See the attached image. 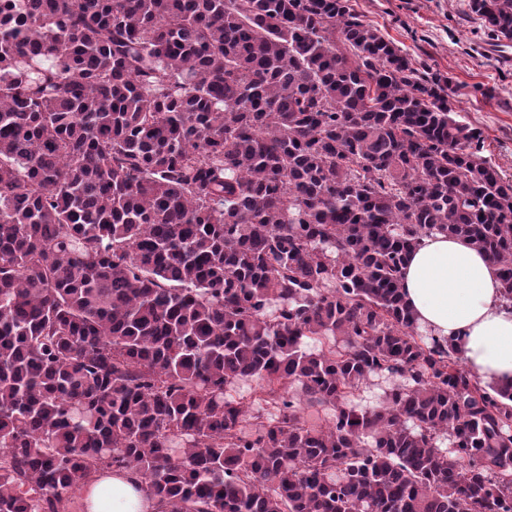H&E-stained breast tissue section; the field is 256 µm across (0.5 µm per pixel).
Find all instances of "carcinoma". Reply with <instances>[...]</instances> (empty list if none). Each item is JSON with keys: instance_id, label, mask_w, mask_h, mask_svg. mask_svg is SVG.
Listing matches in <instances>:
<instances>
[{"instance_id": "cac0c4a2", "label": "carcinoma", "mask_w": 512, "mask_h": 512, "mask_svg": "<svg viewBox=\"0 0 512 512\" xmlns=\"http://www.w3.org/2000/svg\"><path fill=\"white\" fill-rule=\"evenodd\" d=\"M481 138L351 0H0V512H512V386L400 281L458 237L512 306ZM157 512L156 501L148 496L144 482L130 470H116L85 484L74 494L73 512Z\"/></svg>"}]
</instances>
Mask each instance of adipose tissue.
I'll return each instance as SVG.
<instances>
[{"label": "adipose tissue", "mask_w": 512, "mask_h": 512, "mask_svg": "<svg viewBox=\"0 0 512 512\" xmlns=\"http://www.w3.org/2000/svg\"><path fill=\"white\" fill-rule=\"evenodd\" d=\"M401 286L419 330L456 339L465 366L482 382L512 385V311L496 266L467 242L432 235L410 253ZM82 512H157L141 478L116 470L85 484Z\"/></svg>", "instance_id": "obj_1"}]
</instances>
